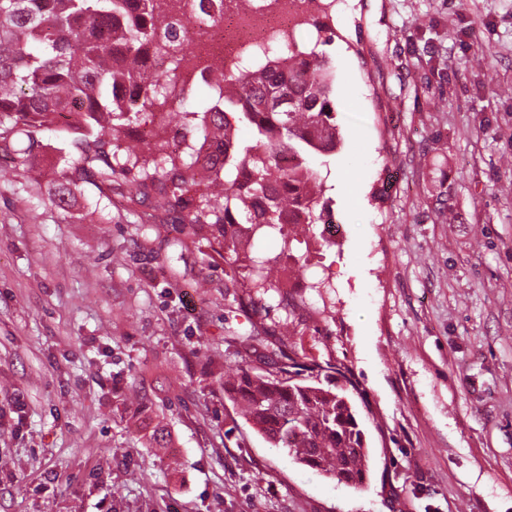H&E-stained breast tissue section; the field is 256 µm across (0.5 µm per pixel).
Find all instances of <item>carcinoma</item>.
<instances>
[{"label":"carcinoma","mask_w":512,"mask_h":512,"mask_svg":"<svg viewBox=\"0 0 512 512\" xmlns=\"http://www.w3.org/2000/svg\"><path fill=\"white\" fill-rule=\"evenodd\" d=\"M207 7L206 0H0V151H14L19 136L33 139L81 103L73 123L58 129L70 150L54 171L49 200L63 208L86 184L101 199L124 189L130 205L150 208L161 223L179 212L183 241L229 254L225 276L234 301L261 323L224 343L246 354L265 350L276 360L261 370L237 363L224 395L272 447L361 490L370 451L352 371L302 360L283 327L265 323L271 292L300 325L319 310L284 291L270 261L253 256L233 229H274L289 253L290 227L324 220L316 211L322 177L310 158L332 155L341 143L331 66L316 48L301 47L238 69L214 67L213 105L199 113L167 111L183 70L175 46L190 39L191 19ZM151 50L169 67L149 64ZM123 83L139 87L136 104L113 99ZM233 118L252 127L253 142L226 140ZM156 120L175 122L176 145L144 150L122 140L127 127ZM281 152L294 160L286 169L277 161Z\"/></svg>","instance_id":"cac0c4a2"}]
</instances>
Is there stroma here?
Here are the masks:
<instances>
[{
    "label": "stroma",
    "mask_w": 512,
    "mask_h": 512,
    "mask_svg": "<svg viewBox=\"0 0 512 512\" xmlns=\"http://www.w3.org/2000/svg\"><path fill=\"white\" fill-rule=\"evenodd\" d=\"M328 24L342 141L311 164L341 235L292 244L326 283L293 341L359 384L366 488L225 398L254 317L223 257L117 193L52 205L44 131L0 154V512H512V0H337Z\"/></svg>",
    "instance_id": "35a3bbf8"
}]
</instances>
